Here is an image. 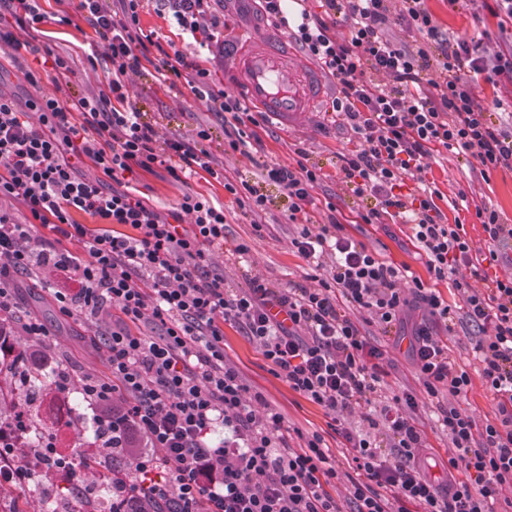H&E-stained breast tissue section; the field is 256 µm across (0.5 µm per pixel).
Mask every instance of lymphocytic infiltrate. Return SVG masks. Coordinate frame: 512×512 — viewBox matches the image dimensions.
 Instances as JSON below:
<instances>
[{
  "mask_svg": "<svg viewBox=\"0 0 512 512\" xmlns=\"http://www.w3.org/2000/svg\"><path fill=\"white\" fill-rule=\"evenodd\" d=\"M141 0H119L120 12L101 0H78L112 61L104 89L77 99H31L38 122L23 118L14 100L0 93V197L23 203L29 216L18 221L0 210V315L13 313L16 275L43 270L64 275L77 291L52 288L61 313L107 321L103 374L88 378L84 390L94 406L123 395L122 412L112 417V451L133 453L142 482L117 479L121 505L138 512L143 498L170 502L174 512H496V503L512 510V277L490 276L512 238V225L496 210L477 209L487 235L482 261L461 224L449 223L435 202L440 191L426 183L424 158L436 148L469 154L483 172L512 168V125L495 124L477 99L479 80L512 82V50L485 56L464 37H447L425 8L424 0H403L399 21L418 36L417 47L396 44L386 35L387 0H319L316 12L302 11L291 36L334 81L332 111L360 146L341 154L340 169L357 196L377 205L360 212V223L381 224L405 216L425 259L430 281H444L460 267L483 281V289L464 290V315L476 327L475 349L481 376L497 403L495 422L477 425L457 402L466 398L471 378L456 366L435 330L452 323L454 312L430 282L397 267L380 253L344 233L333 202H326V224L302 226L292 241L308 265L330 254L335 263L317 275V287H272L250 278L247 287L226 288L212 255L228 250L244 258L241 242L224 246L223 207L185 193L179 212L166 218L147 202L119 190L134 168L165 167L174 178L207 173L223 184L241 208L265 210L262 184L286 191L288 222L313 205L311 190L320 175L305 164L263 159L259 134L268 118L215 87L209 70L182 51L156 47L139 33ZM14 20L0 27V48L19 56L25 42L14 26L44 20L36 0H0ZM181 30L200 47L214 43L219 18L209 17L210 0H167ZM344 23L347 34L336 38ZM155 60L163 81L185 80L199 99L219 102L224 114V145L259 159V182L233 180L196 140L160 139L154 125L126 104V77ZM437 68L439 78L422 74ZM390 78L392 87L374 82ZM92 161L99 174L83 175L77 162ZM417 192L405 193L406 179ZM84 212L105 221L89 231L75 223ZM193 219L183 227V215ZM83 245L82 254L68 249ZM411 281L404 295L399 281ZM422 308L425 317L410 340V354L429 396L446 393L451 404L438 405V420L448 434L450 454L445 478L425 472L429 457L411 415L414 395L393 394L370 426H381L393 439V461L383 460L365 435L346 427L345 416L371 404L382 391L383 353L362 334L348 309L368 311L390 331L405 310ZM234 324L258 345L271 372L331 417L362 477L352 480L349 510H342L330 489L336 459L320 434L293 448L282 416L255 413L263 403L224 354V326ZM145 440L143 451H130L132 436Z\"/></svg>",
  "mask_w": 512,
  "mask_h": 512,
  "instance_id": "obj_1",
  "label": "lymphocytic infiltrate"
}]
</instances>
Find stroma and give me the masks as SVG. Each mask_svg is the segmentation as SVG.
<instances>
[{"label":"stroma","instance_id":"1","mask_svg":"<svg viewBox=\"0 0 512 512\" xmlns=\"http://www.w3.org/2000/svg\"><path fill=\"white\" fill-rule=\"evenodd\" d=\"M41 11L47 15V22L38 29L24 31L38 50H50L53 55L67 60L70 72L67 80L73 93L91 95L106 83L112 70V63L104 54L94 27L75 12L70 0H39ZM427 8L433 14L441 29L465 34L480 40L487 53H495L512 46V41L501 38L495 18L491 17L484 0H463L456 10H449L446 0H427ZM255 0H213L211 11L216 16L232 12L236 18L235 29L222 32V39L238 40L240 31L263 30L275 32L283 42H291V26L300 21L299 15H291L288 25H281L278 19H259ZM70 14L71 24L59 25L55 16ZM139 26L146 33H154L161 42L173 43L176 49L194 55L198 64L210 70L216 84H223L233 69L234 59L219 52L200 50L182 34L171 20L162 0H145L139 10ZM96 55L95 64H88L89 55ZM40 73L38 84H29L25 79L27 71ZM59 76L52 67L42 65L37 53L23 54L12 58L0 50V92L11 95L18 109H25L29 99L52 94L56 91ZM325 97L316 112L294 126L287 127L272 123L261 132L267 160L281 164H295L296 161L321 170L323 179L312 195L318 203L332 200L337 208L336 215L344 225V232L353 240L361 242L380 252L387 260L398 266H409L414 275L427 278L424 259L412 238L409 225L402 219H395L388 227L361 224L358 212L374 207L371 197L356 196L340 172L338 155L357 146L353 133L347 131L341 116L332 112L330 99L335 92L333 82H326ZM128 105L142 112L145 121L155 125L161 137L196 138L199 129H208L210 137L202 141V148L223 168L227 177L256 181L258 169L246 156L224 149V119L217 113L218 106L209 100L197 99L184 81L175 85L162 83L153 67H146L128 81ZM426 179L436 183L443 194L439 203L449 222L464 224L467 236L474 247L485 245L486 234L475 215L477 206H493L499 220L512 225V170L500 168L481 177L480 167L475 159L464 154H455L445 149L432 151L427 157ZM131 191L147 198L149 205L161 214L176 210L185 193L204 195L224 207L227 224L224 233L228 244L248 243L251 251L244 262L224 260L219 269L224 282L230 288H243L248 278L258 276L271 285L285 288L291 285L309 286L310 268L295 252L291 241L296 237L298 225L289 223L286 214L289 200L285 191L272 184L263 185L267 197V208L261 215H254L242 209L227 194L223 185L206 174L187 177L178 182L171 178L162 167L150 170L136 169L130 182ZM261 219L268 230L264 238L253 233L254 219ZM469 282L479 287V280L473 279L468 269H460L455 279L435 283L434 288L456 306L454 331L449 336L448 352L457 366L471 376V386L466 399L460 406L471 415L477 424L494 420L496 403L479 374V361L475 356L476 337L467 325L462 308L463 293L458 282ZM17 316L38 311L46 325L50 348L41 364L55 366L63 360H73V377L98 375L104 367V350L93 348L94 336L103 333L102 325L90 322L80 316L62 315L56 305L41 302L36 289L31 288L29 279L21 278L15 283ZM353 320L361 332L380 346L384 356L382 365L387 373V389L392 393L411 392L418 403L414 417L423 433L426 445L435 462L428 474L442 478L441 464L448 458L450 443L436 417L437 401L427 395L419 372L408 350L409 344L398 341L396 335L384 334L369 313L354 312ZM224 352L230 364L242 375L251 389L261 392L269 406L279 412L290 436L291 447H298L300 435L320 433L328 448L336 457L338 479L332 493L339 504H346L348 487L354 477V464L349 452L342 448L339 438L328 426L329 416L318 405L313 404L294 392L287 382L274 376L255 343L232 326L224 327Z\"/></svg>","mask_w":512,"mask_h":512}]
</instances>
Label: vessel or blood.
<instances>
[{"instance_id": "b4317fda", "label": "vessel or blood", "mask_w": 512, "mask_h": 512, "mask_svg": "<svg viewBox=\"0 0 512 512\" xmlns=\"http://www.w3.org/2000/svg\"><path fill=\"white\" fill-rule=\"evenodd\" d=\"M233 89L269 119L283 124L311 112L322 96L318 76L271 34H243L235 58Z\"/></svg>"}]
</instances>
